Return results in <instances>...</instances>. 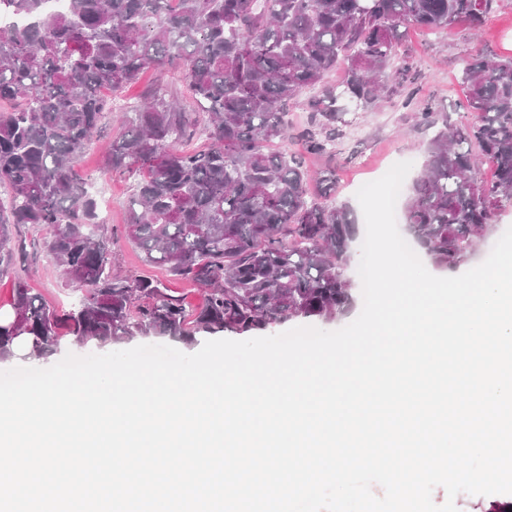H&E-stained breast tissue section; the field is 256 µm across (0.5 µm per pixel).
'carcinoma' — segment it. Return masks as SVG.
Segmentation results:
<instances>
[{"instance_id": "obj_1", "label": "carcinoma", "mask_w": 512, "mask_h": 512, "mask_svg": "<svg viewBox=\"0 0 512 512\" xmlns=\"http://www.w3.org/2000/svg\"><path fill=\"white\" fill-rule=\"evenodd\" d=\"M500 0H0L25 22L0 25V278L13 274V228L45 230L43 248L65 284L83 288L60 313L14 274L12 312L0 318V360L26 349L44 360L63 338L100 346L137 336L247 335L295 320L330 321L353 305L346 274L355 217L331 199L336 170L309 199L301 157L269 146L288 139V103L308 88L306 149L326 154L344 135L347 105L368 109L407 92L417 71L400 52L410 27L479 30ZM181 68L200 111L157 88L112 139L106 166L137 177L124 235L149 265L203 289L189 310L163 283L112 269L115 234L73 170L117 92L150 68ZM343 70L344 80L326 83ZM459 80L465 121L433 100L415 112L428 135L423 172L404 224L443 270L468 262L477 238L512 201V57L479 54ZM201 130L205 151L175 144ZM491 178L476 174L478 165Z\"/></svg>"}]
</instances>
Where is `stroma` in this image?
Listing matches in <instances>:
<instances>
[{
	"label": "stroma",
	"mask_w": 512,
	"mask_h": 512,
	"mask_svg": "<svg viewBox=\"0 0 512 512\" xmlns=\"http://www.w3.org/2000/svg\"><path fill=\"white\" fill-rule=\"evenodd\" d=\"M405 48L418 71L415 103L432 99L441 107L456 108L465 96L464 88L457 80L464 60L479 53L512 56V0H502L479 33H472L463 26L449 32L413 29L407 35ZM186 85L184 70H151L144 73L137 84L108 94V116L102 122L100 133L94 136L79 157L76 171L97 200L108 201L111 205L110 223L119 234L115 245L116 262L121 269L165 283L189 307L194 308L202 301L199 288L190 282L173 279L162 267L144 266L137 244L122 237L134 179L112 173L103 163L105 144L120 131L118 118L139 105L147 87L159 86L181 97L186 93ZM411 115V109L402 107L397 96L383 98L369 111H351L347 116L345 134L333 155L308 154L304 163L313 173L328 166L335 167L337 200L348 205L353 212H360L356 198L358 189L382 177L395 163L411 162L409 179H416L421 174L426 161L427 141L415 127ZM43 236V230L29 226L16 230V240L24 245L22 260L27 283L51 306L60 310L72 309L82 300L83 293L65 286L59 271L42 248Z\"/></svg>",
	"instance_id": "stroma-1"
}]
</instances>
